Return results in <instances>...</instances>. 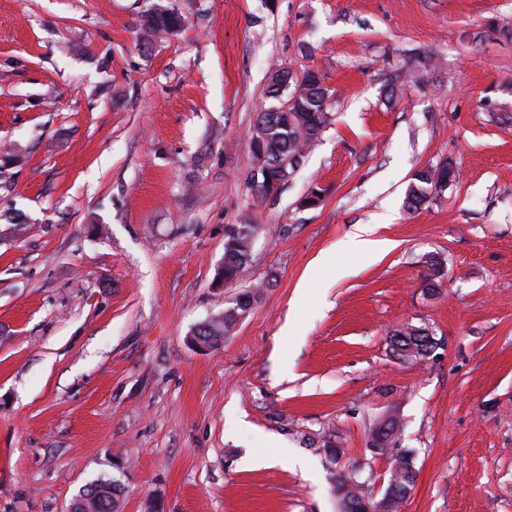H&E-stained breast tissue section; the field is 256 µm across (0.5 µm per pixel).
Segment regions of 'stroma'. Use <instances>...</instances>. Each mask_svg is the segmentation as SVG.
<instances>
[{"label":"stroma","mask_w":512,"mask_h":512,"mask_svg":"<svg viewBox=\"0 0 512 512\" xmlns=\"http://www.w3.org/2000/svg\"><path fill=\"white\" fill-rule=\"evenodd\" d=\"M311 69L329 123L257 200L269 78ZM230 224L258 236L218 289ZM365 226L386 252L344 251ZM410 324L429 357L395 351ZM396 450L400 512H512V0H0V512L113 476L118 512H338L335 472L381 497ZM180 15L172 10H155L146 17L145 31L152 36L168 35V30L177 24L182 26ZM252 162H253V170L256 172L259 171L260 167H263V170L257 174L253 173L252 179V189L255 195L259 198L266 199L270 197V192L273 189V183L271 181L272 176L270 174H266L264 171L266 168V157L264 152L256 147L251 150ZM458 172L447 163L418 170L406 190L404 206L408 211H418L431 198L434 190L448 186V181L456 180ZM252 291H247L240 293L235 303L232 306L224 308V313L227 311L228 314L224 316V322L219 327L212 326L208 323H206L198 332L199 336H197V330L198 328L192 333L191 336L188 338V343L190 346H192L197 351L205 352L210 350V347L207 346L205 343L202 342L200 339V336H204L207 339H210L211 343L214 344V346H218L221 339H223L224 334L228 331V328L232 327L235 321L234 314L230 312L231 309H233L236 306V302L239 298V296H247L248 293Z\"/></svg>","instance_id":"35a3bbf8"}]
</instances>
